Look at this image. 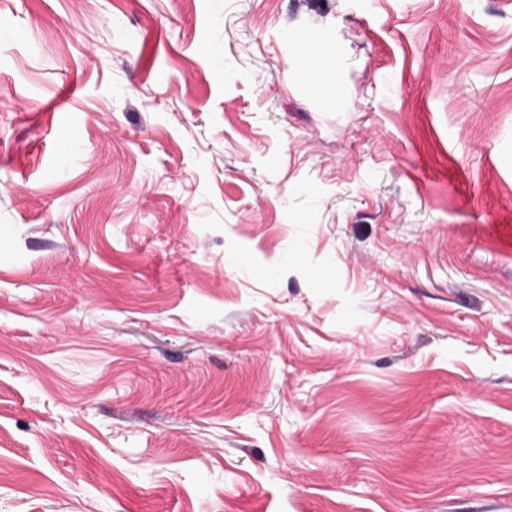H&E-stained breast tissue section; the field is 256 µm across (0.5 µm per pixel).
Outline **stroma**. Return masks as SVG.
Here are the masks:
<instances>
[{
  "instance_id": "1",
  "label": "stroma",
  "mask_w": 512,
  "mask_h": 512,
  "mask_svg": "<svg viewBox=\"0 0 512 512\" xmlns=\"http://www.w3.org/2000/svg\"><path fill=\"white\" fill-rule=\"evenodd\" d=\"M0 512H512V0H0Z\"/></svg>"
}]
</instances>
